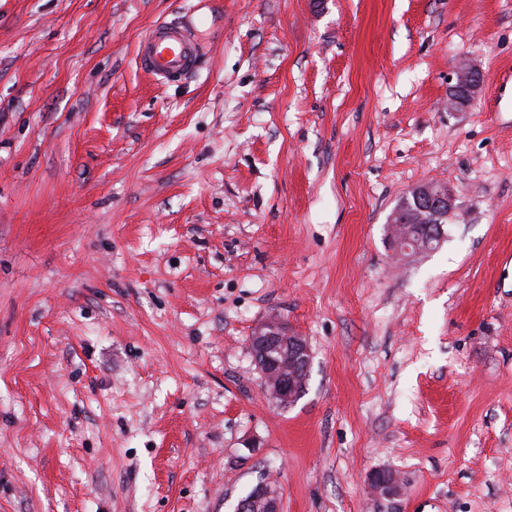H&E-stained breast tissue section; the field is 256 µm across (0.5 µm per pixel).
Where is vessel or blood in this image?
Here are the masks:
<instances>
[{"label":"vessel or blood","mask_w":512,"mask_h":512,"mask_svg":"<svg viewBox=\"0 0 512 512\" xmlns=\"http://www.w3.org/2000/svg\"><path fill=\"white\" fill-rule=\"evenodd\" d=\"M196 54L197 45L187 29L160 22L141 42L138 56L145 70L162 78L187 71Z\"/></svg>","instance_id":"1"}]
</instances>
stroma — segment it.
<instances>
[{
    "mask_svg": "<svg viewBox=\"0 0 512 512\" xmlns=\"http://www.w3.org/2000/svg\"><path fill=\"white\" fill-rule=\"evenodd\" d=\"M159 22L200 50L167 81ZM424 181L456 216L396 258ZM267 474L281 512H512V0H0V512H234ZM197 45L184 27L157 23L139 45L141 66L157 78L184 73L193 64ZM483 83L482 72L473 65L462 63L455 72V83L452 86V96L455 105H469L480 90ZM255 363L261 368L263 388L279 406L293 405L302 393L300 375H307L311 350L307 340L277 315L269 316L250 338ZM369 485L372 493L381 497H392L399 493L398 475L389 469H379L371 474Z\"/></svg>",
    "mask_w": 512,
    "mask_h": 512,
    "instance_id": "obj_1",
    "label": "stroma"
}]
</instances>
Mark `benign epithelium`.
<instances>
[{
	"label": "benign epithelium",
	"mask_w": 512,
	"mask_h": 512,
	"mask_svg": "<svg viewBox=\"0 0 512 512\" xmlns=\"http://www.w3.org/2000/svg\"><path fill=\"white\" fill-rule=\"evenodd\" d=\"M483 83L482 72L468 63L461 64L455 72L452 96L455 105H469ZM406 216L396 211L391 223L417 224L418 236L425 246L420 247L405 235L395 234L392 242L399 254L409 256L438 247L447 239L448 218L455 209V198L446 185L425 182L410 187L406 194ZM250 348L255 363L261 368L266 395L280 406L293 405L301 394L300 375L309 372L311 350L307 340L293 331L276 315L269 316L250 338ZM369 485L372 493L392 497L399 493L398 475L389 469H379L371 474ZM261 505L262 512H280L278 489L266 479L253 488L250 497L241 501L236 512H246L250 503Z\"/></svg>",
	"instance_id": "7a95c632"
}]
</instances>
